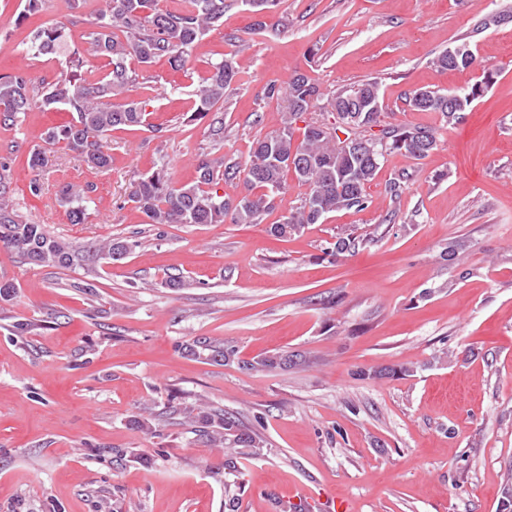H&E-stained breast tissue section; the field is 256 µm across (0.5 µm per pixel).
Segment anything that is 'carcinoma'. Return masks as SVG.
<instances>
[{"label": "carcinoma", "instance_id": "cac0c4a2", "mask_svg": "<svg viewBox=\"0 0 512 512\" xmlns=\"http://www.w3.org/2000/svg\"><path fill=\"white\" fill-rule=\"evenodd\" d=\"M225 2L189 0V6L172 10L161 7L160 0H105L106 8L95 14L90 30L84 34L87 48L69 52L65 70L54 82L35 85L22 71L0 76V125L15 123L19 115L35 107L70 112L71 121L46 129L42 142L47 146L64 145L92 168L109 167L112 156L106 144L112 131L142 127L147 122L145 102L127 97L137 85V74L127 61L135 59L149 67L165 58L172 69H183L206 32L224 23ZM67 37L66 23L45 22L31 28L22 45L36 56L56 55L67 45ZM85 52L105 60V72L95 80L86 77ZM434 64L446 70L480 68L484 80L492 78V71L465 43L437 56ZM239 74V65L232 58L212 63L210 76L198 90L199 104L190 120L206 118ZM480 91L481 87L475 86L457 95L418 88L406 96V103L419 111L438 113L451 125L462 119V112ZM267 95L284 98L288 115L282 128L254 141L248 160L207 153L198 160L194 177L186 183L175 184L163 163L138 182L131 201L150 223L221 224L229 217L235 224H261L276 210L277 197L287 191L285 176L291 172L298 184L307 188L305 196L289 215L269 226L271 235L286 238L341 209H365V187L388 154L401 152L422 159L437 146V130L432 126L408 129L386 125L372 132V127L380 123L381 105L378 84L370 80L332 94L329 105L337 115L335 127L309 123L300 138L295 136L293 123L323 96L318 85L296 71L286 85L269 86ZM42 164V150L33 149L28 165L32 173L29 190L34 195L41 190L38 171ZM237 179L245 186L244 194L230 198L220 193L225 183ZM95 191L89 183L61 188L59 202L70 223L87 222ZM135 246L134 242L114 239L75 244L51 234L45 225L19 213L10 197L9 168L0 164V248L15 253L23 262L36 267L81 268L95 274L101 261H120ZM186 353L198 358L204 353L214 364H235L249 374L306 363L301 355L290 357L286 353L242 360L234 347L207 338L194 340ZM185 417L201 424L202 436L210 448L263 447L261 437L242 429L232 415L190 407L185 409Z\"/></svg>", "mask_w": 512, "mask_h": 512}]
</instances>
